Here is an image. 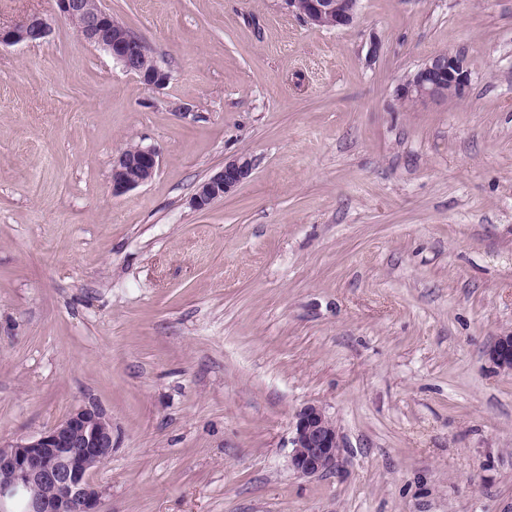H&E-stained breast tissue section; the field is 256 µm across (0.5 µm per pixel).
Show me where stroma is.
I'll return each instance as SVG.
<instances>
[{
    "label": "stroma",
    "mask_w": 512,
    "mask_h": 512,
    "mask_svg": "<svg viewBox=\"0 0 512 512\" xmlns=\"http://www.w3.org/2000/svg\"><path fill=\"white\" fill-rule=\"evenodd\" d=\"M171 73L149 89L57 19L0 47V440L93 403L107 512H512V0H104ZM379 50L370 53L371 40ZM448 51L466 99L401 103ZM155 147L113 196L112 162ZM245 155L249 180L191 197ZM344 448L313 477L292 423ZM284 0L287 8L311 24L327 22L329 28H344L353 24L358 12V0ZM160 154L141 145L125 149L112 164V194L135 189L151 180L158 171ZM253 171L252 160L247 156H239L224 163L219 171L202 181L192 196V205L198 211H204L240 184L248 180ZM491 362L506 373L512 372V333H504L497 338L488 350ZM291 444V466L305 477L335 468L343 448L336 425L325 410L315 404L302 407L296 414Z\"/></svg>",
    "instance_id": "1"
}]
</instances>
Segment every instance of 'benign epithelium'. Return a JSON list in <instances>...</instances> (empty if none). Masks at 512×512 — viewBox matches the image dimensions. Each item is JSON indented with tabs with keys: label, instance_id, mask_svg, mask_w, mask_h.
<instances>
[{
	"label": "benign epithelium",
	"instance_id": "7a95c632",
	"mask_svg": "<svg viewBox=\"0 0 512 512\" xmlns=\"http://www.w3.org/2000/svg\"><path fill=\"white\" fill-rule=\"evenodd\" d=\"M60 18L77 24L88 43L106 51L123 69L149 88L166 86L171 74L142 40L119 23L101 0H54ZM289 11L301 9L310 23L325 22L344 28L356 19L359 0H284ZM51 25L38 14L9 28L0 27V45L34 43L49 38ZM469 73L463 58L443 52L429 57L397 89L403 102L466 96ZM160 154L141 145L125 149L112 164V193L135 189L158 171ZM253 171L252 160L239 156L202 181L192 205L204 211L240 184ZM491 362L512 372V333H504L488 350ZM291 466L305 477L336 467L343 443L336 425L315 404L295 416L291 439ZM112 419L94 404L71 409L41 433L3 443L0 441V512H104V490L93 481L98 466L112 458Z\"/></svg>",
	"mask_w": 512,
	"mask_h": 512
}]
</instances>
